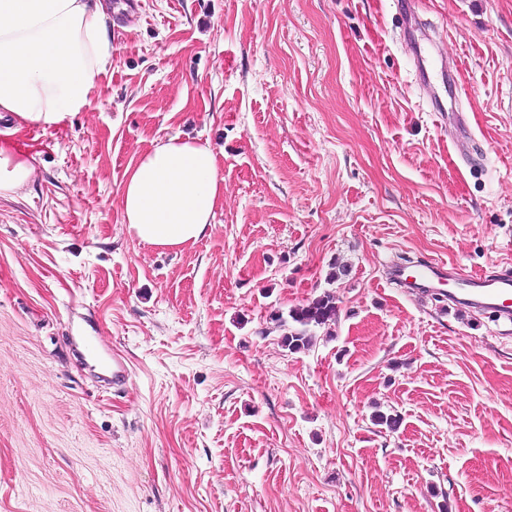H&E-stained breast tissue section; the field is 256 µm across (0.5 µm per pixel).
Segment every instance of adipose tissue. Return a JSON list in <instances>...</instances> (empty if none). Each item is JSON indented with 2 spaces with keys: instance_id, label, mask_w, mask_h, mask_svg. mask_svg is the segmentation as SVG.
Listing matches in <instances>:
<instances>
[{
  "instance_id": "obj_1",
  "label": "adipose tissue",
  "mask_w": 512,
  "mask_h": 512,
  "mask_svg": "<svg viewBox=\"0 0 512 512\" xmlns=\"http://www.w3.org/2000/svg\"><path fill=\"white\" fill-rule=\"evenodd\" d=\"M104 0H0V112L23 124L81 111L112 53ZM224 178L209 145L173 136L129 168L122 220L142 244L182 249L213 222Z\"/></svg>"
}]
</instances>
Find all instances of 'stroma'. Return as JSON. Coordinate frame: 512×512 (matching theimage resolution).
<instances>
[{
  "label": "stroma",
  "mask_w": 512,
  "mask_h": 512,
  "mask_svg": "<svg viewBox=\"0 0 512 512\" xmlns=\"http://www.w3.org/2000/svg\"><path fill=\"white\" fill-rule=\"evenodd\" d=\"M415 2L461 61L470 155L394 0H136L88 106L0 120L34 168L0 196V512H512V321L386 280L512 261V0ZM175 135L224 177L180 251L119 202ZM326 291L335 322L282 347L273 314Z\"/></svg>",
  "instance_id": "1"
}]
</instances>
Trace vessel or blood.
Segmentation results:
<instances>
[{
  "label": "vessel or blood",
  "mask_w": 512,
  "mask_h": 512,
  "mask_svg": "<svg viewBox=\"0 0 512 512\" xmlns=\"http://www.w3.org/2000/svg\"><path fill=\"white\" fill-rule=\"evenodd\" d=\"M426 25L418 15H410L405 21L402 44L416 69L414 77L419 83L432 80L434 72L449 73L457 69L456 60L447 58L439 47L422 50L413 33L425 30ZM432 109L447 115L448 124L454 130L453 143L459 152L468 149L469 130L465 115L459 110H447L438 96H431ZM387 278L393 282L408 283L412 288L428 293L445 290L448 301L455 305L474 310L498 319H512V268L503 267L493 275L466 273L460 269L448 268L446 263L430 260L415 269L392 263L387 267Z\"/></svg>",
  "instance_id": "b4317fda"
}]
</instances>
